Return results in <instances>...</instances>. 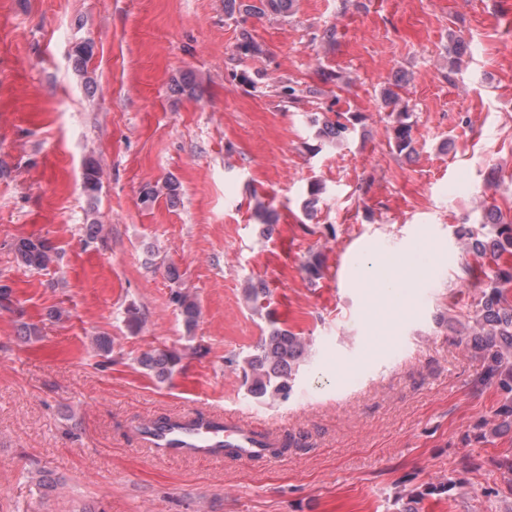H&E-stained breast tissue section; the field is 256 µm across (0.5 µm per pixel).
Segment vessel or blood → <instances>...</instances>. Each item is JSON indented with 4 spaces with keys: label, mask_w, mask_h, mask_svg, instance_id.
<instances>
[{
    "label": "vessel or blood",
    "mask_w": 512,
    "mask_h": 512,
    "mask_svg": "<svg viewBox=\"0 0 512 512\" xmlns=\"http://www.w3.org/2000/svg\"><path fill=\"white\" fill-rule=\"evenodd\" d=\"M139 441L164 456L200 460L222 458L225 446L230 445L236 448L238 459L245 462L270 457L272 448L285 443L275 428L238 416L201 419L194 413L173 418L164 426L146 424Z\"/></svg>",
    "instance_id": "obj_1"
}]
</instances>
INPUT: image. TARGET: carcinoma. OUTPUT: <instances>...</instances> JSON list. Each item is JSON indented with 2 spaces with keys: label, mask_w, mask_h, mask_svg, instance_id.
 Here are the masks:
<instances>
[{
  "label": "carcinoma",
  "mask_w": 512,
  "mask_h": 512,
  "mask_svg": "<svg viewBox=\"0 0 512 512\" xmlns=\"http://www.w3.org/2000/svg\"><path fill=\"white\" fill-rule=\"evenodd\" d=\"M292 0H225L229 14L241 16L286 15ZM448 75L459 71L461 58L470 53L468 43L455 40L450 47ZM407 107L390 113L392 117L390 143L399 155L413 150L414 122ZM337 120H325L319 135L330 143H341L350 132L348 124ZM101 188L99 165L90 158L85 164L84 190L91 198ZM178 183L170 178L162 186L147 184L143 188L145 200H153L162 191L176 193ZM458 237L465 240L469 252L493 266V274L484 283L482 296L477 304L473 322V349L482 362L480 383L495 387L501 396L495 413L497 423L487 428L483 422L477 427L474 439L484 441L489 435L512 429V220L501 221V212L493 207L486 211L484 224H461L456 229ZM18 261L27 268L44 270L53 262L56 248L45 239L24 238L15 245ZM187 330L195 328L199 318L196 301L188 294L175 293ZM306 344L304 338L269 320L264 336L251 353L230 363L241 371L248 392L256 399L269 395L283 400L290 398L297 372L304 362ZM180 357L174 352L145 353L138 358L140 366L159 380H166L176 372Z\"/></svg>",
  "instance_id": "obj_1"
}]
</instances>
